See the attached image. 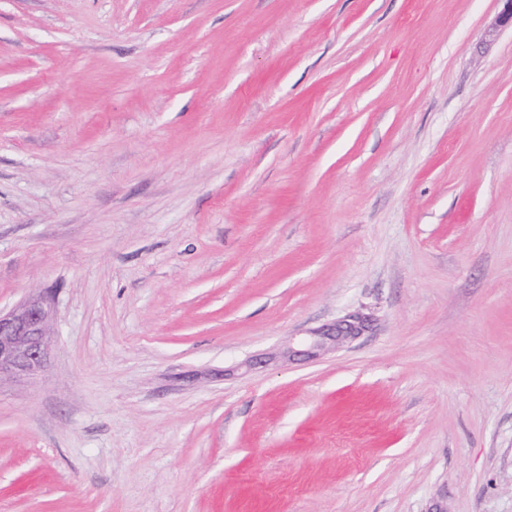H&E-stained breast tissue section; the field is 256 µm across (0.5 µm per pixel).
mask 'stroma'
Returning <instances> with one entry per match:
<instances>
[{
	"label": "stroma",
	"mask_w": 512,
	"mask_h": 512,
	"mask_svg": "<svg viewBox=\"0 0 512 512\" xmlns=\"http://www.w3.org/2000/svg\"><path fill=\"white\" fill-rule=\"evenodd\" d=\"M502 7L0 0V512H512ZM52 311L42 295L29 298L12 312L0 311V384L4 378L33 379L49 356ZM372 323L371 315L362 312L349 313L303 336H289L288 341L275 352L252 357L242 363L241 368L254 369L271 362L301 364L335 354L369 332Z\"/></svg>",
	"instance_id": "1"
}]
</instances>
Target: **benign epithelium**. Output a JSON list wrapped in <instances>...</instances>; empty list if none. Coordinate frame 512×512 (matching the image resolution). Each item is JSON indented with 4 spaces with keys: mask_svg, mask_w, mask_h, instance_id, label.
<instances>
[{
    "mask_svg": "<svg viewBox=\"0 0 512 512\" xmlns=\"http://www.w3.org/2000/svg\"><path fill=\"white\" fill-rule=\"evenodd\" d=\"M51 320V306L41 295L6 315L0 314V381L38 376L50 352ZM372 323L368 314L349 313L302 336H290L276 351L252 357L242 366L254 369L271 362L291 365L314 361L351 345L371 330Z\"/></svg>",
    "mask_w": 512,
    "mask_h": 512,
    "instance_id": "obj_1",
    "label": "benign epithelium"
}]
</instances>
